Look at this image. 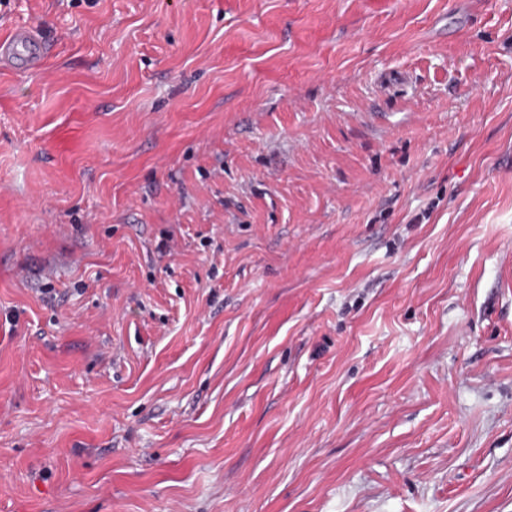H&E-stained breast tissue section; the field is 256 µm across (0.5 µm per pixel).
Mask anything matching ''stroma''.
<instances>
[{
    "instance_id": "1",
    "label": "stroma",
    "mask_w": 512,
    "mask_h": 512,
    "mask_svg": "<svg viewBox=\"0 0 512 512\" xmlns=\"http://www.w3.org/2000/svg\"><path fill=\"white\" fill-rule=\"evenodd\" d=\"M0 512H512V0H0ZM47 45L43 38L26 26H16L0 41V65L17 73H36L45 61Z\"/></svg>"
}]
</instances>
